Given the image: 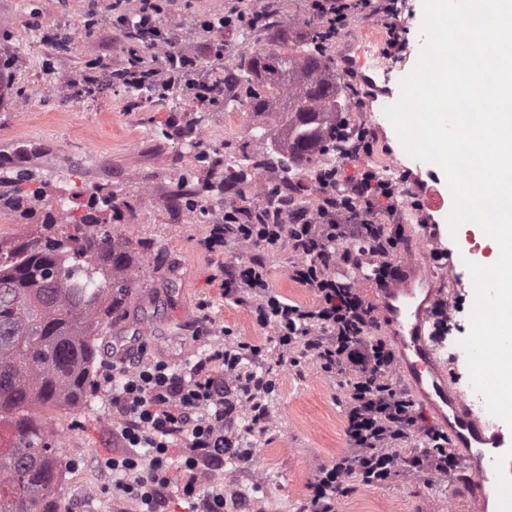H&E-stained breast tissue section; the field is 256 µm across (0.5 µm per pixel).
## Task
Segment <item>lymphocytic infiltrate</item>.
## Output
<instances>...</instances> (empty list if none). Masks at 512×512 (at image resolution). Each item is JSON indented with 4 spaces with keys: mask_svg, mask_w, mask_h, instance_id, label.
Listing matches in <instances>:
<instances>
[{
    "mask_svg": "<svg viewBox=\"0 0 512 512\" xmlns=\"http://www.w3.org/2000/svg\"><path fill=\"white\" fill-rule=\"evenodd\" d=\"M162 0H139L138 20L118 15L129 44L128 66L121 78L128 84H149L155 95L177 90L201 103L224 96L221 84L197 74V62L175 51L160 28ZM154 51L156 62L143 63L142 49ZM320 204L312 210L249 206L246 198L225 203L212 224L209 248L233 243L251 250V257L222 267L224 293L248 303L256 324L270 332L278 364L302 356L345 389L348 446L335 462L319 467L303 512H334L337 493L349 481L382 485L406 473L437 481L458 467L448 451L444 432L423 425L412 399L391 381L395 353L383 340L370 339L378 325L375 309L355 286V275L379 285L395 278L390 257L402 236L377 221V199L396 201L400 183L364 170L353 179L333 168L318 177ZM291 250L292 281L310 288L319 299L306 307L285 301L272 288L266 254ZM345 264L351 275L336 272ZM260 346L240 342L214 344L205 359L190 369L164 360L131 357L106 375L109 397L126 454L101 460L103 470L118 474L120 495L138 512H162L165 493L179 485L187 512H224L227 491L210 481L213 470L233 459L250 463L254 448L239 445L242 435L260 437L267 418L264 399L275 389L269 373L245 371L242 362L260 353ZM222 373L213 374L209 364ZM248 409L251 422L237 429L234 416ZM425 442L423 451L404 456L411 436Z\"/></svg>",
    "mask_w": 512,
    "mask_h": 512,
    "instance_id": "obj_1",
    "label": "lymphocytic infiltrate"
}]
</instances>
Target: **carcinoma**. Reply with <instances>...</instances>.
I'll list each match as a JSON object with an SVG mask.
<instances>
[{"instance_id": "1", "label": "carcinoma", "mask_w": 512, "mask_h": 512, "mask_svg": "<svg viewBox=\"0 0 512 512\" xmlns=\"http://www.w3.org/2000/svg\"><path fill=\"white\" fill-rule=\"evenodd\" d=\"M325 27L248 53L237 74L254 109L288 131L291 172L336 150L335 60ZM131 258L112 230L89 221L70 241L46 236L0 256V512H58L63 465L53 430L35 408L59 409L94 396L97 340L132 294Z\"/></svg>"}]
</instances>
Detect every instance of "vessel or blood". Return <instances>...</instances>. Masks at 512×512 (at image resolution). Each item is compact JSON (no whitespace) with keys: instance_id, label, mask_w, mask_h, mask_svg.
Masks as SVG:
<instances>
[{"instance_id":"b4317fda","label":"vessel or blood","mask_w":512,"mask_h":512,"mask_svg":"<svg viewBox=\"0 0 512 512\" xmlns=\"http://www.w3.org/2000/svg\"><path fill=\"white\" fill-rule=\"evenodd\" d=\"M400 275L377 289L375 307L397 347L398 372L414 399L448 435V450L468 478L472 512H512V427L476 408L448 378L437 355L434 309L427 265L406 257ZM495 481L496 499L485 485Z\"/></svg>"}]
</instances>
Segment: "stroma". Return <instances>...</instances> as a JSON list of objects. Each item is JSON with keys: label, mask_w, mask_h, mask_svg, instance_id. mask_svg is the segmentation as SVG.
Returning a JSON list of instances; mask_svg holds the SVG:
<instances>
[{"label": "stroma", "mask_w": 512, "mask_h": 512, "mask_svg": "<svg viewBox=\"0 0 512 512\" xmlns=\"http://www.w3.org/2000/svg\"><path fill=\"white\" fill-rule=\"evenodd\" d=\"M113 0H0V252L46 234H80L87 215L112 227L132 258L133 292L122 316L106 325L97 342L96 370L105 374L120 356L145 354L182 366L203 358L210 343L247 341L261 346L246 370L271 372L275 390L266 399L268 416L250 465L226 464L212 471L237 500L236 512H302L319 466L332 464L346 446L341 391L310 360L276 367L266 348L268 332L252 319L247 304L224 295L219 265L249 259L227 246L208 251L210 212L240 186L224 177L225 155L270 163L276 155L266 113L245 106L198 104L187 108L177 92L157 97L120 84L127 66L126 43L111 10ZM238 10L298 13L313 18L310 0H170L162 25L177 49L195 58L211 77H224L246 53L240 28L197 29L199 17ZM336 41L368 28L378 44L395 38L388 55L395 65L390 93L375 91L368 66L338 67L347 100L371 99L374 110L394 104L400 78L414 68L420 48L423 0H350ZM98 23L84 26L89 15ZM269 29H253L249 40L263 47ZM224 57L209 56L211 43ZM373 150L340 159L342 175L371 167L377 155L403 158L401 174L410 199L426 198L435 182L426 162L407 156L389 127L373 131ZM195 200L197 209L187 208ZM65 210H58V201ZM379 221L399 226L404 250L419 251L433 226L409 221L405 206L388 213L377 204ZM289 251L267 256L269 281L288 300L310 305L315 294L288 277ZM55 431L58 459L66 471L56 490L60 512H135L101 471L100 458L121 453L116 413L103 389L95 398L65 409L38 410ZM461 482L431 484L399 475L385 485L346 484L335 512H469Z\"/></svg>", "instance_id": "stroma-1"}]
</instances>
